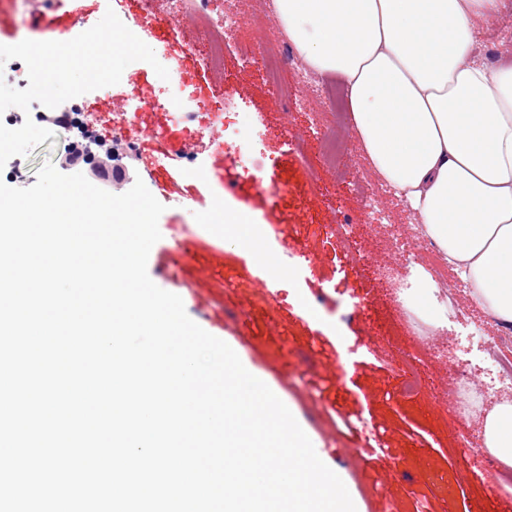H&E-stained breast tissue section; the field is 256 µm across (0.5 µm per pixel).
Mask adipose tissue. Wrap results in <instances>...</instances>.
<instances>
[{
    "label": "adipose tissue",
    "instance_id": "1",
    "mask_svg": "<svg viewBox=\"0 0 512 512\" xmlns=\"http://www.w3.org/2000/svg\"><path fill=\"white\" fill-rule=\"evenodd\" d=\"M313 70L347 88L360 148L417 212L452 272L497 326L512 325V69L470 57L498 0H274ZM482 446L512 467V401Z\"/></svg>",
    "mask_w": 512,
    "mask_h": 512
}]
</instances>
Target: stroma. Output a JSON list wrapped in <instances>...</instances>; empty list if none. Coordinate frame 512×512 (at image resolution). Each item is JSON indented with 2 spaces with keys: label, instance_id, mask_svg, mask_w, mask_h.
<instances>
[{
  "label": "stroma",
  "instance_id": "obj_1",
  "mask_svg": "<svg viewBox=\"0 0 512 512\" xmlns=\"http://www.w3.org/2000/svg\"><path fill=\"white\" fill-rule=\"evenodd\" d=\"M149 45L169 71L160 79L138 61L126 67L119 84L74 98L79 119L110 136L122 111L137 105L122 132L125 150L140 155V178L156 187L165 207L160 223L169 225V255H154L148 274L160 288L179 295L188 316L241 356L250 370L278 389L296 407L312 433L320 459L343 472L363 502V512H512V468L487 475L483 453L460 447L459 436L480 439L484 411L462 418L454 405L421 393L402 397L400 350L425 358L430 376L444 380L469 348L437 360L407 328L384 281L352 265L341 242L326 227L349 219L366 252L391 260L386 228L366 230L356 200L336 193V170L324 165L317 127H332L336 113L308 82L297 103L282 106L264 74L252 62L259 51L285 40L274 18L272 0H241L240 21L224 36L220 63L192 54L202 37V21L173 14L171 0H156L145 14L140 0H66L43 4L40 13L19 16L12 0H0V44L21 37L68 41L98 23L106 11ZM268 18L263 38L251 21ZM29 21L22 32L21 21ZM479 58L493 69L512 68V0H500L497 14L478 21ZM186 85L205 102L237 101L252 123L267 132L270 158L266 184L247 182L225 190L233 180L227 148L219 146L212 115L180 117L153 110L167 83ZM64 132L11 158L16 187L34 181L42 164L62 148ZM180 151V159L158 166L159 144ZM200 168L202 177L190 176ZM223 198L216 208L215 198ZM259 225L265 249L274 253L289 279L278 295L261 302L258 273L246 244L213 233L228 216ZM360 302L353 311L352 302ZM477 468L468 481L460 470Z\"/></svg>",
  "mask_w": 512,
  "mask_h": 512
}]
</instances>
